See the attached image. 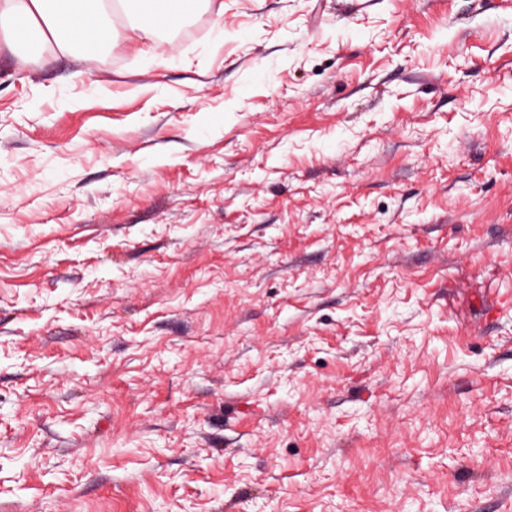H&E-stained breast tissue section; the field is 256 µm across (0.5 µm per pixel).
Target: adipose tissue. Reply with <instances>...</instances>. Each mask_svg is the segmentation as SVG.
Returning a JSON list of instances; mask_svg holds the SVG:
<instances>
[{
	"mask_svg": "<svg viewBox=\"0 0 512 512\" xmlns=\"http://www.w3.org/2000/svg\"><path fill=\"white\" fill-rule=\"evenodd\" d=\"M200 0H0V33L41 56L81 51L95 55L110 43L114 18H121L130 40H149L162 27L195 12Z\"/></svg>",
	"mask_w": 512,
	"mask_h": 512,
	"instance_id": "1",
	"label": "adipose tissue"
}]
</instances>
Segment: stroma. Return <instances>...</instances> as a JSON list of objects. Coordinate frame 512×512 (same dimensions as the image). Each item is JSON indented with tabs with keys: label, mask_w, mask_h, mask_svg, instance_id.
I'll return each mask as SVG.
<instances>
[{
	"label": "stroma",
	"mask_w": 512,
	"mask_h": 512,
	"mask_svg": "<svg viewBox=\"0 0 512 512\" xmlns=\"http://www.w3.org/2000/svg\"><path fill=\"white\" fill-rule=\"evenodd\" d=\"M0 41V512H512V0H223Z\"/></svg>",
	"instance_id": "obj_1"
}]
</instances>
